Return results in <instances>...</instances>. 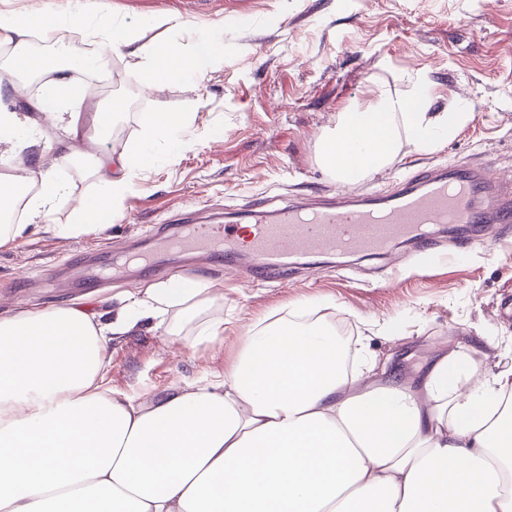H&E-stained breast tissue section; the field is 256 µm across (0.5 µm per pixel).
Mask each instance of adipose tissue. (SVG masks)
<instances>
[{
    "label": "adipose tissue",
    "instance_id": "adipose-tissue-1",
    "mask_svg": "<svg viewBox=\"0 0 512 512\" xmlns=\"http://www.w3.org/2000/svg\"><path fill=\"white\" fill-rule=\"evenodd\" d=\"M82 27L111 54L134 57L140 89L196 83L212 65L223 27L138 46L88 0L31 18L0 10V44L20 72L50 73L40 119L61 121L82 97L69 76L101 69L103 56L61 64L31 49ZM427 78L405 95L376 80L373 98L347 107L319 142V162L351 183L384 170L404 146L452 139L471 117L452 98L432 109ZM195 115L152 113L140 140L95 157L97 187L80 199L62 238L105 230L133 186L154 166V146L173 161L194 146ZM68 183L0 178V247L44 221ZM23 203L25 224L4 218ZM330 300L280 307L254 322L212 379L139 400L107 385L114 337L142 324L193 350L224 342V291L207 279L182 287L143 281L112 321L68 306L0 317V512H512V366L495 373L440 350L417 386L387 378L375 358L336 335Z\"/></svg>",
    "mask_w": 512,
    "mask_h": 512
}]
</instances>
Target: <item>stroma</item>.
I'll return each instance as SVG.
<instances>
[{"instance_id": "35a3bbf8", "label": "stroma", "mask_w": 512, "mask_h": 512, "mask_svg": "<svg viewBox=\"0 0 512 512\" xmlns=\"http://www.w3.org/2000/svg\"><path fill=\"white\" fill-rule=\"evenodd\" d=\"M135 28L139 46L174 39L191 47L206 26L224 28V60L197 85L167 83L138 91L128 82L134 59L115 57L109 72H86L80 104L81 136L75 163L55 167L61 126L42 124L36 146L8 153L0 175L43 158L45 169L68 181L69 201L50 216L68 220L71 203L95 188L92 156L118 153L142 134L153 112H192L200 141L175 161L161 160L138 174L133 190L101 233L59 238L28 229L0 248V317L24 310L84 305L103 313L142 280L166 273L142 270L104 278L95 288L46 281L53 265L86 253L123 254L129 241L184 217L223 221L225 214L278 207L293 200H327L337 182L318 161V144L347 106L373 95V80L410 90L417 77L432 83L435 111L449 98L468 104L472 117L455 137L435 147L405 146L383 171L356 182L364 193L387 191L414 171L485 162L512 176V0H92ZM178 16L181 29L149 25L148 17ZM44 75L14 71L0 45V105L14 109L38 99ZM126 102L111 127L94 123L112 99ZM220 130L211 141V130ZM484 247H438L427 262L397 244L380 256L333 254L299 259L285 281L250 277L209 263L193 275L224 286V343L206 351L174 353L142 327L113 339L112 388L145 399L223 367L240 336L268 312L329 298L350 344L386 354L413 376L437 347L483 359L489 370L512 364V317L497 310L512 293V231L486 229Z\"/></svg>"}]
</instances>
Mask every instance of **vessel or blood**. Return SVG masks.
Listing matches in <instances>:
<instances>
[{"label":"vessel or blood","instance_id":"1","mask_svg":"<svg viewBox=\"0 0 512 512\" xmlns=\"http://www.w3.org/2000/svg\"><path fill=\"white\" fill-rule=\"evenodd\" d=\"M512 224V183L498 180L483 163L421 170L397 189L372 198L339 189L333 201L280 209L255 225L241 242L235 224L198 221L158 226L149 235V255L181 253L192 261L233 264L238 250L249 255L254 272L266 279L286 278L301 255L321 252L383 254L395 242L433 246L443 225Z\"/></svg>","mask_w":512,"mask_h":512}]
</instances>
